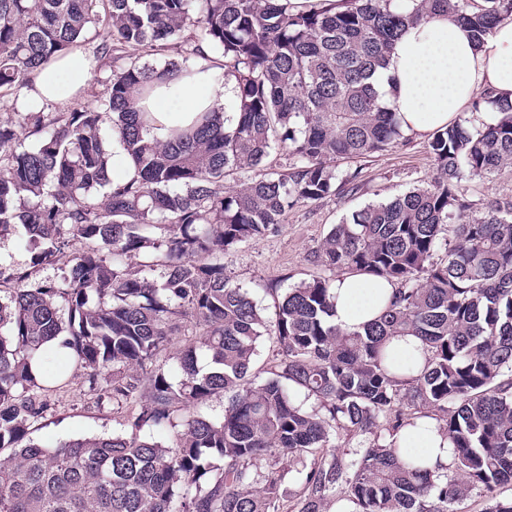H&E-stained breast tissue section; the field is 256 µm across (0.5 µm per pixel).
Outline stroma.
<instances>
[{
	"mask_svg": "<svg viewBox=\"0 0 512 512\" xmlns=\"http://www.w3.org/2000/svg\"><path fill=\"white\" fill-rule=\"evenodd\" d=\"M357 192L327 197L289 210L278 233L241 246L224 256L227 274L250 288L266 315L275 311L273 290H285L313 274L307 260L311 249L351 211L372 201L387 200L426 183L436 164L425 138L411 137L358 161ZM54 410L35 433L55 442L84 436H108L119 430L128 409H113L90 390L83 372L70 371L68 385L54 395Z\"/></svg>",
	"mask_w": 512,
	"mask_h": 512,
	"instance_id": "obj_1",
	"label": "stroma"
}]
</instances>
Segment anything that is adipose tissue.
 Returning <instances> with one entry per match:
<instances>
[{"label":"adipose tissue","mask_w":512,"mask_h":512,"mask_svg":"<svg viewBox=\"0 0 512 512\" xmlns=\"http://www.w3.org/2000/svg\"><path fill=\"white\" fill-rule=\"evenodd\" d=\"M97 63L83 48L43 64L35 73L25 105L62 103L86 91ZM380 102L398 112L405 134L425 137L473 111V102L489 96L491 103L475 111L477 124L492 125L500 108L512 106V13H501L490 33L474 37L471 29L444 14L407 26L384 66L371 79ZM237 101L234 76L194 66L191 73L156 82L144 105L151 114V136L165 139L169 129L189 126L197 113L221 107L233 114ZM336 316L344 330L372 321L395 287L361 274L335 282ZM400 448H415L428 465L449 464L448 440L438 422L422 417L396 436Z\"/></svg>","instance_id":"obj_1"}]
</instances>
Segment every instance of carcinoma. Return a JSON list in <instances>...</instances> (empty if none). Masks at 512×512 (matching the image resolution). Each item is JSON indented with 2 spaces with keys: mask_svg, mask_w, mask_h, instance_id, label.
Masks as SVG:
<instances>
[{
  "mask_svg": "<svg viewBox=\"0 0 512 512\" xmlns=\"http://www.w3.org/2000/svg\"><path fill=\"white\" fill-rule=\"evenodd\" d=\"M292 11L289 0H0V240L30 248L0 263V512H448L475 491L512 512V199L475 209L462 183L512 171V107L492 126L437 130L423 188L352 211L312 248L322 270L280 295L268 318L224 271V254L275 233L288 210L340 195L342 168L402 137L369 83L397 32L437 12L488 33L512 0H342ZM105 35L96 60H122L89 107L74 99L21 111L41 64ZM181 59L158 52L185 30ZM238 83L234 121L200 113L165 141L147 138L138 99L198 60ZM119 127L135 175L113 185L108 136ZM288 167H266L271 152ZM238 175L241 184L225 187ZM446 258L437 259L439 241ZM140 257L138 266L128 263ZM52 267L54 277L38 271ZM396 285L360 331L332 321L338 273ZM190 315L200 342L156 364ZM416 336L424 364L390 341ZM277 347L251 375L257 344ZM71 367L112 405L137 404L110 436L34 440ZM304 392L305 399L297 397ZM224 396L220 416L201 413ZM450 442L432 468L391 437L425 410ZM342 432L374 435L351 457ZM291 464L280 466L282 456ZM31 254L14 238L0 240V258L4 264L27 267Z\"/></svg>",
  "mask_w": 512,
  "mask_h": 512,
  "instance_id": "cac0c4a2",
  "label": "carcinoma"
}]
</instances>
